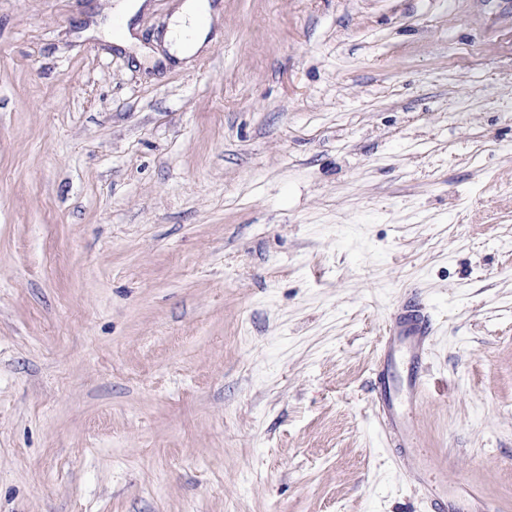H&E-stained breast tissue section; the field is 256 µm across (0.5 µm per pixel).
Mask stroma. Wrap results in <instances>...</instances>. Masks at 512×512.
I'll use <instances>...</instances> for the list:
<instances>
[{
  "mask_svg": "<svg viewBox=\"0 0 512 512\" xmlns=\"http://www.w3.org/2000/svg\"><path fill=\"white\" fill-rule=\"evenodd\" d=\"M182 2L0 0V512H512V0ZM211 5L208 0H186L173 16L166 40L178 56L195 53L210 31ZM430 332L428 320L418 310L407 306L386 338L385 347L389 353L388 361H392L396 353H403L408 357L413 371L417 373L423 359L424 345ZM380 391L378 396L379 409L384 420L392 430L400 447L406 446L410 439L412 430L407 416V411L402 412L401 400L387 377L383 374L380 378ZM421 467L416 470V475L419 481L427 484V491L431 496L439 497V510L438 512H458L453 500L448 498V491H441L436 485L432 483V470L429 469L424 457L420 461Z\"/></svg>",
  "mask_w": 512,
  "mask_h": 512,
  "instance_id": "obj_1",
  "label": "stroma"
}]
</instances>
